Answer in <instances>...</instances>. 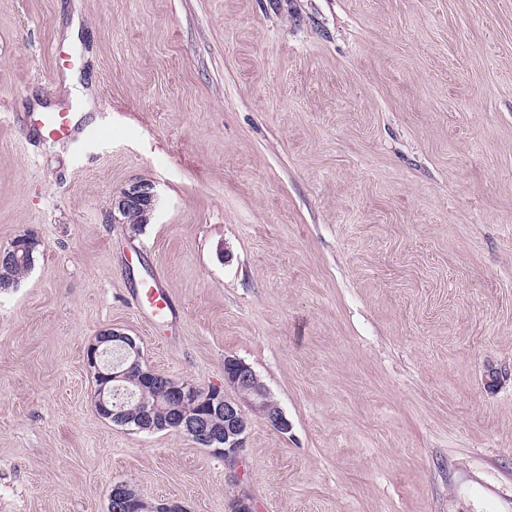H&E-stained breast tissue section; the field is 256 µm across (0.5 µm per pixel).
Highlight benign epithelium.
I'll return each mask as SVG.
<instances>
[{"label": "benign epithelium", "mask_w": 512, "mask_h": 512, "mask_svg": "<svg viewBox=\"0 0 512 512\" xmlns=\"http://www.w3.org/2000/svg\"><path fill=\"white\" fill-rule=\"evenodd\" d=\"M155 197L152 184L135 182L121 192L115 208L122 216L137 209L145 217L153 210ZM21 249L17 239L0 248V278L6 276V269L12 263L20 260L18 252ZM85 363L100 382L96 408L110 414L119 424L127 422L130 412H137L136 424L141 431L153 433L168 429L186 434L211 454L223 458L229 470L228 478L234 481L244 476L242 463L250 425L249 413L264 414L270 426L280 432H286L290 427L281 410L272 411L265 407L268 389L252 368L236 357L224 358V385L201 387L191 380L173 378L152 369L141 371V348L135 339L108 328L88 345ZM136 370L139 371L136 385L140 387L151 379L166 381L174 415L157 417L142 397L130 407L113 401L119 389L132 380ZM226 385L233 388L235 395H226ZM109 500L115 512H141L145 505L140 494L126 482L112 485Z\"/></svg>", "instance_id": "obj_1"}]
</instances>
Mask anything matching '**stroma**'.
<instances>
[{
	"mask_svg": "<svg viewBox=\"0 0 512 512\" xmlns=\"http://www.w3.org/2000/svg\"><path fill=\"white\" fill-rule=\"evenodd\" d=\"M93 137L32 136L76 112ZM156 201L113 220L133 182ZM0 512H512V0H0ZM158 282L175 318L134 302ZM117 327L201 386L247 363L246 474L102 418ZM21 239L13 240L7 247L0 248V278L7 275L4 269H8L12 266V263L15 261H19L21 257L18 256V252L22 249V245L19 243ZM37 246L34 248H30L27 245V250L25 252V258L22 259L21 264L15 263L13 266L12 272H10L11 276L9 280H3L4 283L2 285L3 290L13 288L16 286L20 278L27 273L34 265L35 262V253ZM23 252H19L21 255ZM4 279V278H3ZM1 288V289H2ZM108 499L112 503L114 511L140 512L145 505L140 494L126 482L113 484Z\"/></svg>",
	"mask_w": 512,
	"mask_h": 512,
	"instance_id": "35a3bbf8",
	"label": "stroma"
}]
</instances>
